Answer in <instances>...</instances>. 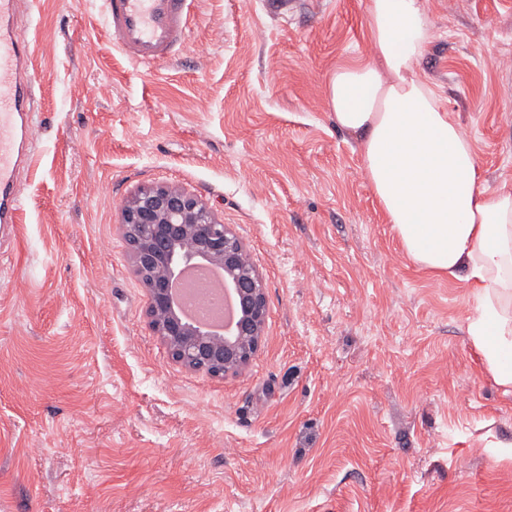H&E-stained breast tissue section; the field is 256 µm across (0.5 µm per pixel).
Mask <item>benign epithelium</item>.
<instances>
[{
	"mask_svg": "<svg viewBox=\"0 0 512 512\" xmlns=\"http://www.w3.org/2000/svg\"><path fill=\"white\" fill-rule=\"evenodd\" d=\"M122 226L134 272L147 294L149 327L173 362L211 377L244 371L261 348L268 317L265 281L244 241L202 199L170 183L134 192L123 206ZM195 261L221 267L234 297L237 318L220 335L183 319L173 297V282Z\"/></svg>",
	"mask_w": 512,
	"mask_h": 512,
	"instance_id": "obj_1",
	"label": "benign epithelium"
}]
</instances>
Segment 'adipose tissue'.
Listing matches in <instances>:
<instances>
[{"label":"adipose tissue","instance_id":"obj_1","mask_svg":"<svg viewBox=\"0 0 512 512\" xmlns=\"http://www.w3.org/2000/svg\"><path fill=\"white\" fill-rule=\"evenodd\" d=\"M365 20L369 55L331 73L330 110L405 254L469 288L466 334L512 394V188L483 189L471 141L419 73L434 38L423 0H365Z\"/></svg>","mask_w":512,"mask_h":512}]
</instances>
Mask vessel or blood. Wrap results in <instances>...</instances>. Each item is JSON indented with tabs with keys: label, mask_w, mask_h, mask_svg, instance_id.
Segmentation results:
<instances>
[{
	"label": "vessel or blood",
	"mask_w": 512,
	"mask_h": 512,
	"mask_svg": "<svg viewBox=\"0 0 512 512\" xmlns=\"http://www.w3.org/2000/svg\"><path fill=\"white\" fill-rule=\"evenodd\" d=\"M107 23L135 62L152 65L174 56L186 36L194 0H103ZM23 0H0V224L17 223L24 197L21 162L30 160L36 128V28L22 25Z\"/></svg>",
	"instance_id": "obj_1"
}]
</instances>
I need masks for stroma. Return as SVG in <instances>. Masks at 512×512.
Masks as SVG:
<instances>
[{"label": "stroma", "instance_id": "35a3bbf8", "mask_svg": "<svg viewBox=\"0 0 512 512\" xmlns=\"http://www.w3.org/2000/svg\"><path fill=\"white\" fill-rule=\"evenodd\" d=\"M365 0H195L175 60L135 63L102 0H33L29 206L0 238V512H512V396L464 283L404 254L326 83L368 55ZM419 69L512 186V0H424ZM195 192L264 277L242 374L171 360L120 226Z\"/></svg>", "mask_w": 512, "mask_h": 512}]
</instances>
